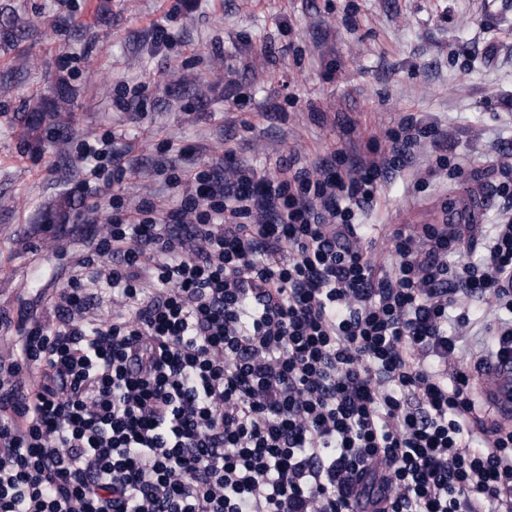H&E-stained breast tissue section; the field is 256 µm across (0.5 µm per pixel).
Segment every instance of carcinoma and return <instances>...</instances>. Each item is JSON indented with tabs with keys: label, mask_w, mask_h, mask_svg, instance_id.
<instances>
[{
	"label": "carcinoma",
	"mask_w": 512,
	"mask_h": 512,
	"mask_svg": "<svg viewBox=\"0 0 512 512\" xmlns=\"http://www.w3.org/2000/svg\"><path fill=\"white\" fill-rule=\"evenodd\" d=\"M34 29L33 22L12 11L7 23L0 25V40L6 45H12L33 33ZM73 103V90L65 78H58L51 94L37 98L23 112L19 120L23 135L32 142H38L43 134L52 129L61 130L71 126L75 120Z\"/></svg>",
	"instance_id": "carcinoma-1"
}]
</instances>
